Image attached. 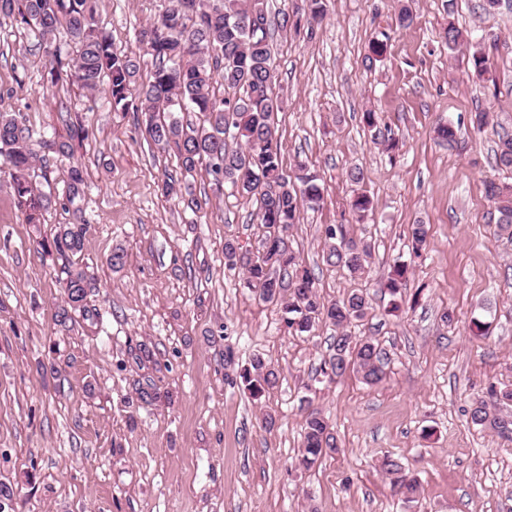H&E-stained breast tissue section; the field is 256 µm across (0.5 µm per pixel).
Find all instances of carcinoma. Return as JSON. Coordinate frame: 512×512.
<instances>
[{
	"label": "carcinoma",
	"mask_w": 512,
	"mask_h": 512,
	"mask_svg": "<svg viewBox=\"0 0 512 512\" xmlns=\"http://www.w3.org/2000/svg\"><path fill=\"white\" fill-rule=\"evenodd\" d=\"M251 14L265 23L267 31L254 33L242 24ZM0 16L20 17L21 23L45 41L64 30L70 59L52 52V82H76L86 91L103 87L113 111L144 116L142 135L158 149L173 154L179 165L180 174H169L163 181L164 195L183 192L190 196L187 207H200L185 180L203 167L213 177L216 189L228 184L232 192L254 202L261 233L259 247L243 252L235 243L226 242L225 265L242 270L249 288L257 290L262 300L282 308L290 332L310 335L323 322L336 327L331 353L320 366L324 376L335 381L351 370L367 385L386 379L389 361L384 349L370 336L347 332V327L371 313L369 295L353 289L334 301H324L315 274L303 265L287 238L288 229L299 223L301 210L313 209L321 200L315 172L300 164L290 176L283 168L275 126L276 74L267 70L273 65L274 33L287 31L290 24L297 30L300 21L290 22L286 13L272 18L265 0H160L155 19L138 34L152 56L150 80L138 87L134 81L137 64L115 47L100 27L96 0H0ZM443 38L450 49L466 41L463 31L451 21ZM216 77L223 87L220 95L213 86ZM183 111L196 113L197 121L183 123L177 117ZM362 119L374 142L390 150L398 147L392 131L379 126L375 113L365 112ZM32 137L23 116L0 112V155L12 168L15 199L27 223L39 224L51 198L28 179L36 157ZM495 161L499 168L512 170V134L498 136ZM486 194L498 212L497 234L512 240V190L490 181ZM351 209L362 221L372 210V201L359 194L352 199ZM85 233L84 224H61L52 239L41 242L43 249L65 261L67 300L57 313L62 324L72 319L71 313L86 311L85 301L93 287V278L77 259ZM324 236L328 265L351 275L364 270L371 257L370 241L353 236L346 224L327 225ZM427 239V225H411L408 247L413 256H422ZM407 273L406 264L393 266L385 284L390 296L400 293ZM240 379L251 395L260 397L276 385L277 373L256 359L240 373ZM511 407L512 385L491 382L485 394L472 401L470 422L510 441ZM302 437L298 466L305 470L339 451L328 421L317 410L306 416ZM383 465L400 498L413 500L418 493L416 479L404 474L402 463L394 459L386 458Z\"/></svg>",
	"instance_id": "1"
}]
</instances>
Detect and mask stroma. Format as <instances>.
<instances>
[{
    "mask_svg": "<svg viewBox=\"0 0 512 512\" xmlns=\"http://www.w3.org/2000/svg\"><path fill=\"white\" fill-rule=\"evenodd\" d=\"M483 0H325L313 33L274 35L276 116L283 166L305 163L322 201L288 232L317 274L321 296L354 288L373 311L358 336L374 337L389 375L369 386L352 373L328 381L318 368L335 327L288 332L280 307L259 301L246 276L224 265V244L259 245L252 203L216 189L197 171L200 209L166 199L160 186L175 158L116 112L105 92L51 85L46 46L23 25L0 22V110L26 116L39 144L29 171L51 196L40 224L26 221L0 156V482L12 488L0 512H512V442L470 423L466 409L488 382L512 385V240L499 237L486 182L512 186L495 165L500 130L512 132V0L485 13ZM414 15L397 22L401 6ZM159 0H99L104 31L137 62V83L151 58L138 39ZM467 31L492 59L473 76L467 50H449L447 23ZM384 41L382 57L369 44ZM80 102L89 137L70 153L60 118ZM487 109L484 132L470 124ZM377 113L399 140L376 144L362 122ZM457 130L446 145L438 124ZM82 166L83 193L67 200L70 166ZM360 183L348 178L352 168ZM363 193L372 210L352 220ZM428 227L422 257L408 250L411 225ZM61 224H83L82 264L96 286L93 320L61 326L62 262L42 252ZM349 225L371 241L362 274L323 259L324 228ZM123 249L125 264L109 258ZM408 264L399 310L383 285L395 262ZM452 311V322L442 320ZM487 325L473 335L472 319ZM157 367H138L139 344ZM271 363L276 386L254 398L239 374L253 359ZM152 381L160 394L142 403ZM318 409L341 451L311 470L296 466L301 429ZM274 418L266 427V418ZM400 459L419 482L416 501L395 496L382 467Z\"/></svg>",
    "mask_w": 512,
    "mask_h": 512,
    "instance_id": "1",
    "label": "stroma"
}]
</instances>
